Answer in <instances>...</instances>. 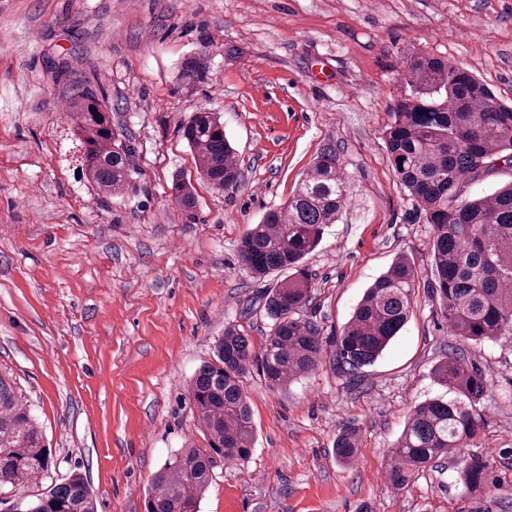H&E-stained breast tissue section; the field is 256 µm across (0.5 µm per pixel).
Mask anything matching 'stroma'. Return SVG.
<instances>
[{
  "label": "stroma",
  "instance_id": "1",
  "mask_svg": "<svg viewBox=\"0 0 512 512\" xmlns=\"http://www.w3.org/2000/svg\"><path fill=\"white\" fill-rule=\"evenodd\" d=\"M447 59L512 102V0H0V375L13 379L51 453L48 474L0 512L79 473L97 512H145L152 480L206 447L187 384L225 325L260 347L276 275L240 261L250 225L284 206L324 150L349 204L305 267V311L327 340L318 367L269 387L241 382L256 442L215 468L200 512H512V340L452 334L433 292L432 227L392 169L384 129L408 53ZM205 59L204 80L183 76ZM88 80L132 148L122 194L80 170L65 107ZM218 113L237 188L197 177L182 121ZM192 181L193 212L172 181ZM404 255L410 315L356 379L331 353L365 290ZM454 354L489 378L476 451L481 491L441 459L402 490L378 483L412 409L447 396L432 373ZM360 452L337 462L338 437Z\"/></svg>",
  "mask_w": 512,
  "mask_h": 512
}]
</instances>
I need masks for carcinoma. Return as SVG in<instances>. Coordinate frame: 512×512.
<instances>
[{
    "instance_id": "1",
    "label": "carcinoma",
    "mask_w": 512,
    "mask_h": 512,
    "mask_svg": "<svg viewBox=\"0 0 512 512\" xmlns=\"http://www.w3.org/2000/svg\"><path fill=\"white\" fill-rule=\"evenodd\" d=\"M70 119L81 144L82 169L103 194L128 184L132 148L112 124V104L91 82L75 85ZM181 135L194 153L200 176L216 189L237 187L234 148L215 113L200 110ZM384 138L397 178L433 231L434 289L451 331L476 344L512 336V182L495 192L463 197L462 188L503 163L512 167V105L500 102L467 70L446 59L413 52L404 61L400 96ZM174 199L194 208L192 185L178 180ZM346 178L336 154L322 153L295 193L246 232L239 258L253 273H288L266 294L269 334L254 350L234 326L224 328L211 361L189 382L188 392L208 447L185 448L153 480L147 512H200L213 469L248 457L255 440L251 413L240 385L251 366L276 388L314 370L326 347L318 328L302 317L312 299L303 260L336 223L347 203ZM417 271L397 257L364 293L336 342L332 357L348 374L372 365L405 325ZM453 397L433 398L412 410L391 450L387 484L405 489L420 469L471 446L483 418L485 374L456 356L434 368ZM357 453L353 433L343 434L336 456L349 463ZM50 454L13 384L0 377V490H18L48 472ZM487 463L471 455L461 470L469 491L486 482ZM20 512H96L88 483L78 473L43 493Z\"/></svg>"
}]
</instances>
